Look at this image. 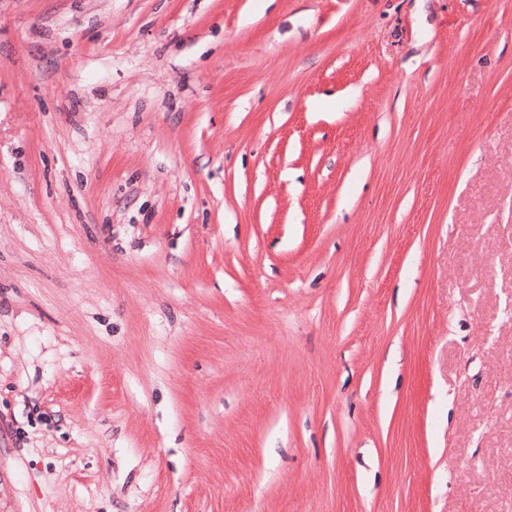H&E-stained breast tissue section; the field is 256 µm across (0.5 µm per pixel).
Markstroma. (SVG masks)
<instances>
[{"label":"stroma","mask_w":512,"mask_h":512,"mask_svg":"<svg viewBox=\"0 0 512 512\" xmlns=\"http://www.w3.org/2000/svg\"><path fill=\"white\" fill-rule=\"evenodd\" d=\"M0 512H512V0H0Z\"/></svg>","instance_id":"stroma-1"}]
</instances>
